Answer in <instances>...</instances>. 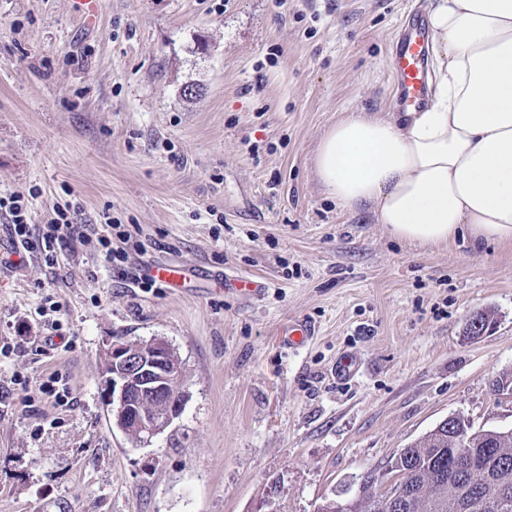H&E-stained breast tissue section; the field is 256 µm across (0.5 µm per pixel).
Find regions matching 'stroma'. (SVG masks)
Returning <instances> with one entry per match:
<instances>
[{
  "label": "stroma",
  "mask_w": 512,
  "mask_h": 512,
  "mask_svg": "<svg viewBox=\"0 0 512 512\" xmlns=\"http://www.w3.org/2000/svg\"><path fill=\"white\" fill-rule=\"evenodd\" d=\"M417 3L100 0L87 23L0 0V198L40 230L115 225L127 253L73 239L13 265L0 210V512H318L450 416L512 429L490 386L512 372V243L400 241L313 172L343 113L393 111ZM158 264L194 275L143 284ZM301 319L313 336L284 344ZM113 337L181 362L182 411L146 445L100 400Z\"/></svg>",
  "instance_id": "stroma-1"
}]
</instances>
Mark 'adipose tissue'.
Listing matches in <instances>:
<instances>
[{"label": "adipose tissue", "mask_w": 512, "mask_h": 512, "mask_svg": "<svg viewBox=\"0 0 512 512\" xmlns=\"http://www.w3.org/2000/svg\"><path fill=\"white\" fill-rule=\"evenodd\" d=\"M435 93L420 112H349L314 172L347 212L397 239L512 241V0H433Z\"/></svg>", "instance_id": "adipose-tissue-1"}]
</instances>
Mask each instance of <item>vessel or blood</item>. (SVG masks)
I'll use <instances>...</instances> for the list:
<instances>
[{
	"mask_svg": "<svg viewBox=\"0 0 512 512\" xmlns=\"http://www.w3.org/2000/svg\"><path fill=\"white\" fill-rule=\"evenodd\" d=\"M400 36L391 57L397 91L395 105L402 112L420 111L429 98L427 60L429 33L425 16L411 12L401 21Z\"/></svg>",
	"mask_w": 512,
	"mask_h": 512,
	"instance_id": "1",
	"label": "vessel or blood"
}]
</instances>
